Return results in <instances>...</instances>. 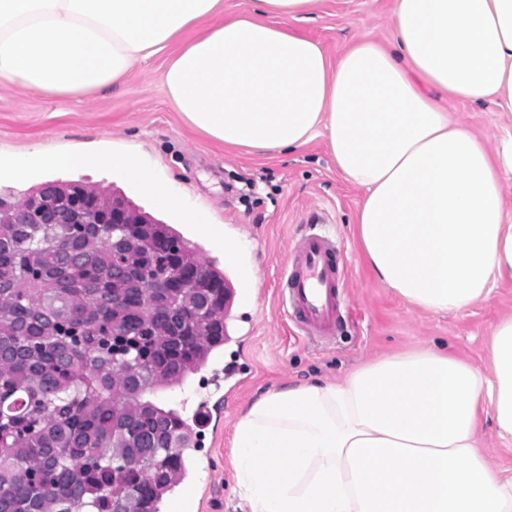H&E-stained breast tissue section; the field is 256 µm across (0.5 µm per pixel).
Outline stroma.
<instances>
[{
    "label": "stroma",
    "instance_id": "35a3bbf8",
    "mask_svg": "<svg viewBox=\"0 0 512 512\" xmlns=\"http://www.w3.org/2000/svg\"><path fill=\"white\" fill-rule=\"evenodd\" d=\"M393 8L394 0H321L309 18L289 26L334 60L365 38L391 42ZM162 71L158 59L125 83L78 99L32 96L0 79V154L100 139L134 150L174 194L208 207L223 223L226 239L243 244L236 261H227L223 247L199 234L186 213L143 197L118 170L45 169L32 178L1 181L0 195L21 202L41 184L59 182L123 197L190 239L200 260L223 270L234 289L252 287L253 305L235 301L225 311L230 339L223 360L240 373L225 380L219 392L222 413L199 429L196 464L163 503L164 512H244L234 491L231 438L235 422L259 394L295 381H337L363 362L439 342L489 371L493 329L512 315V282L495 284L488 300L461 312L433 314L408 304L373 277L354 236L365 192L342 178L324 139L292 152L216 148L168 104ZM442 104L490 148L512 125V116L492 102L477 105L448 96ZM315 214L324 217L321 230L336 240L348 265L350 316L335 342L326 345L297 335L276 300L291 239ZM208 377V370H201L182 385L156 391L154 398L193 417Z\"/></svg>",
    "mask_w": 512,
    "mask_h": 512
}]
</instances>
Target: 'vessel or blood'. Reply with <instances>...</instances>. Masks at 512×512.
Wrapping results in <instances>:
<instances>
[{"instance_id":"obj_1","label":"vessel or blood","mask_w":512,"mask_h":512,"mask_svg":"<svg viewBox=\"0 0 512 512\" xmlns=\"http://www.w3.org/2000/svg\"><path fill=\"white\" fill-rule=\"evenodd\" d=\"M328 236L306 229L293 243L277 281V299L300 335L323 338L340 330L346 265Z\"/></svg>"}]
</instances>
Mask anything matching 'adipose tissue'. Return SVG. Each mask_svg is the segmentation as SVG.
Instances as JSON below:
<instances>
[{"label": "adipose tissue", "instance_id": "1", "mask_svg": "<svg viewBox=\"0 0 512 512\" xmlns=\"http://www.w3.org/2000/svg\"><path fill=\"white\" fill-rule=\"evenodd\" d=\"M261 3L263 16L228 18L224 0H0V78L78 98L164 58L167 99L217 144L279 152L325 138L365 190L356 231L374 278L409 303L460 311L512 282V130L487 149L435 99L512 112V0H396L393 50L364 40L335 63L280 23L319 0ZM42 166L121 169L224 241L221 222L135 154L35 146L0 157V179ZM490 359L487 375L440 345L261 394L231 442L241 499L249 512H512V473L480 438L488 419L512 444V316L495 326Z\"/></svg>", "mask_w": 512, "mask_h": 512}]
</instances>
